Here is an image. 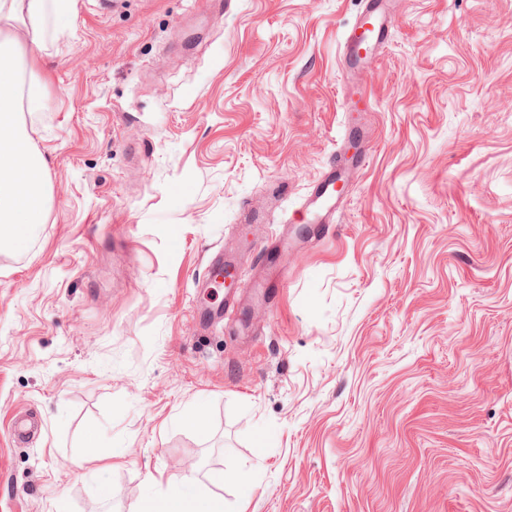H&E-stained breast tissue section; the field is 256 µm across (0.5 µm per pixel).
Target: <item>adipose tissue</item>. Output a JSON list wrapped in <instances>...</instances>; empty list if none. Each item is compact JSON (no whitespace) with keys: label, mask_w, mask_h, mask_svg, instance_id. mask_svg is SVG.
I'll return each instance as SVG.
<instances>
[{"label":"adipose tissue","mask_w":512,"mask_h":512,"mask_svg":"<svg viewBox=\"0 0 512 512\" xmlns=\"http://www.w3.org/2000/svg\"><path fill=\"white\" fill-rule=\"evenodd\" d=\"M73 0H0V244H17L40 223L49 199L45 161L20 126L15 62L38 45L46 14L62 18ZM133 512H224L223 499L200 478L137 502Z\"/></svg>","instance_id":"obj_1"}]
</instances>
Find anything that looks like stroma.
<instances>
[{
	"instance_id": "1",
	"label": "stroma",
	"mask_w": 512,
	"mask_h": 512,
	"mask_svg": "<svg viewBox=\"0 0 512 512\" xmlns=\"http://www.w3.org/2000/svg\"><path fill=\"white\" fill-rule=\"evenodd\" d=\"M218 2L74 0L25 60L51 201L0 250V512H130L173 456L224 512H512V0H392L354 71L361 0ZM286 227V285L202 326ZM382 0H363L360 19L343 35V56L355 57L363 51L366 55L387 42L394 17L384 7ZM342 155H336V165L330 166L322 180L308 194L303 207L309 220L317 224H331L336 212V182L345 180ZM335 201V202H333ZM316 208L320 213H314Z\"/></svg>"
}]
</instances>
